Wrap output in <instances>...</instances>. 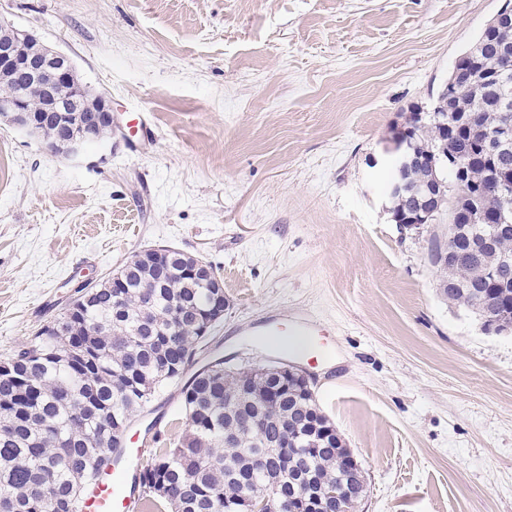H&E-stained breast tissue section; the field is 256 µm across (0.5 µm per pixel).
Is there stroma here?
<instances>
[{
    "label": "stroma",
    "mask_w": 512,
    "mask_h": 512,
    "mask_svg": "<svg viewBox=\"0 0 512 512\" xmlns=\"http://www.w3.org/2000/svg\"><path fill=\"white\" fill-rule=\"evenodd\" d=\"M505 2L0 0L150 128L90 162L0 128V360L81 282L173 246L231 303L197 364L300 366L366 473L357 512H512V334L439 296L447 211L404 230L386 194L394 124ZM155 422L184 432L180 383L130 425Z\"/></svg>",
    "instance_id": "stroma-1"
}]
</instances>
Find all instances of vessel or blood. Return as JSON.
<instances>
[{
	"mask_svg": "<svg viewBox=\"0 0 512 512\" xmlns=\"http://www.w3.org/2000/svg\"><path fill=\"white\" fill-rule=\"evenodd\" d=\"M158 432L145 431L136 448H122L112 466L89 488L82 512H141L142 497L134 487L143 456L157 442Z\"/></svg>",
	"mask_w": 512,
	"mask_h": 512,
	"instance_id": "vessel-or-blood-1",
	"label": "vessel or blood"
}]
</instances>
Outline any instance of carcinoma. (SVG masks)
<instances>
[{
    "mask_svg": "<svg viewBox=\"0 0 512 512\" xmlns=\"http://www.w3.org/2000/svg\"><path fill=\"white\" fill-rule=\"evenodd\" d=\"M469 54L475 62L450 102L455 121L445 128V119L433 118L404 128L418 155L435 152L446 136L448 151L468 162L465 181L437 206L448 208L449 223L460 228L454 263L433 262L440 295L480 318L486 295L512 321V273L500 280L488 275L501 253L512 254V230L473 247L486 225L460 223L462 207L474 197L496 214L504 206L498 183L512 179V146L496 155L475 151L504 122L502 96L512 99V71L504 70L512 63V28L494 36L481 32ZM0 87L5 97L20 94L40 110V90L20 79ZM163 252L167 261L156 265L131 255L125 287L103 281L89 305L61 312L10 355L12 370L0 373V512H81L87 489L120 447L117 432L194 363L204 340L197 317L210 308L212 290L171 273L190 256L175 247ZM273 381L263 370L227 369L222 358L187 379L181 391L186 430L162 440L135 477L152 512H240L246 500L260 512H312L320 498L326 512H344L342 461L352 451L309 394L290 392L282 404L267 405ZM248 411L262 417V428L224 446V435L240 432V414ZM303 411L333 432L334 446L316 453L269 447L272 438L295 434L293 416Z\"/></svg>",
    "mask_w": 512,
    "mask_h": 512,
    "instance_id": "obj_1",
    "label": "carcinoma"
}]
</instances>
